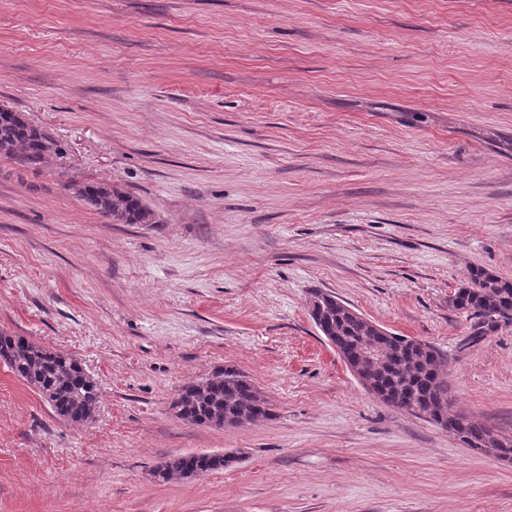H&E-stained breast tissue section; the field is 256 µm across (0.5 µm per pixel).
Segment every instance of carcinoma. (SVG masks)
Wrapping results in <instances>:
<instances>
[{
    "label": "carcinoma",
    "instance_id": "carcinoma-1",
    "mask_svg": "<svg viewBox=\"0 0 512 512\" xmlns=\"http://www.w3.org/2000/svg\"><path fill=\"white\" fill-rule=\"evenodd\" d=\"M60 153L59 143L31 124L24 113L0 108V156L39 169L49 166ZM72 187L78 198L114 224L155 223L153 210L143 200L107 180L87 179ZM448 307L466 315L471 336L478 340L512 325V280L474 268L449 296ZM321 318L326 332L337 337L349 354L383 345L386 362L374 374L380 387L399 401L396 408L412 415L418 408L432 414L448 405V381L443 376L447 359L439 349L423 350L402 338H380L371 322L336 307L331 298L322 301ZM0 364L37 392L58 418L77 425L93 420L99 399L97 383L74 358L1 330ZM171 408L188 424L214 428L223 427L226 421L253 424L274 417L263 393L233 366L180 387ZM459 418L473 442L491 433L488 426L464 412ZM238 462L226 453L175 455L158 468V480L183 478L191 467L208 474Z\"/></svg>",
    "mask_w": 512,
    "mask_h": 512
}]
</instances>
